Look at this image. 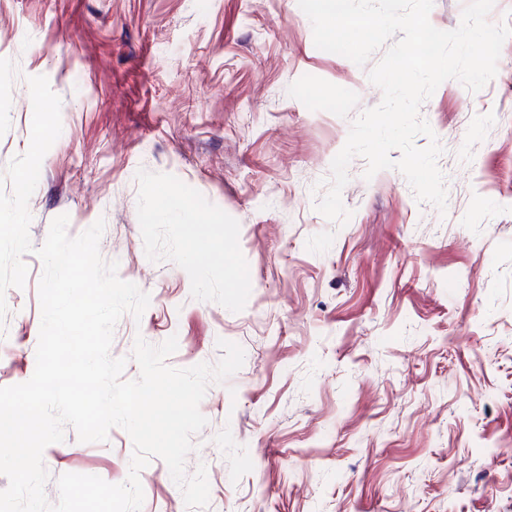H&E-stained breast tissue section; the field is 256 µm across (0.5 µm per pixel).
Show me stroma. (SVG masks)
Listing matches in <instances>:
<instances>
[{"label":"stroma","instance_id":"stroma-1","mask_svg":"<svg viewBox=\"0 0 512 512\" xmlns=\"http://www.w3.org/2000/svg\"><path fill=\"white\" fill-rule=\"evenodd\" d=\"M367 68L315 47L297 0H0V190L30 144L27 80L62 101V132L28 208L97 220L102 257L150 296L117 323L111 355L137 379L136 338L176 337L166 363L241 369L210 384L186 474L201 512H512V36L473 93L443 82L420 108L443 152L447 210L395 169L347 172L346 223L315 210L352 121L382 93ZM213 261L198 266L192 226ZM0 327V387L36 366L42 263L23 257ZM133 444L112 428L47 446L57 478L126 481ZM142 512H188L151 458Z\"/></svg>","mask_w":512,"mask_h":512}]
</instances>
